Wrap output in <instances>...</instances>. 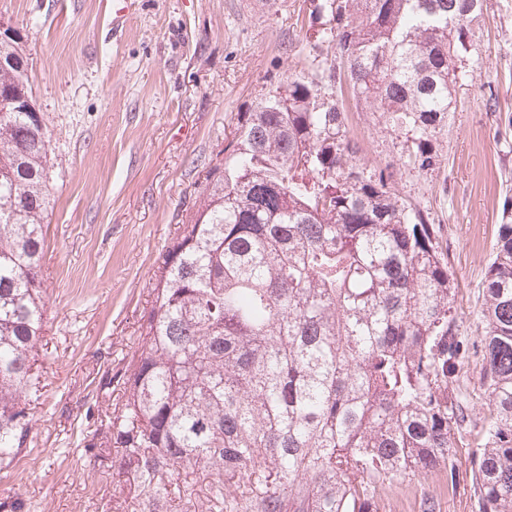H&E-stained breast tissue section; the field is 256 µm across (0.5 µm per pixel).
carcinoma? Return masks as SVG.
<instances>
[{
  "mask_svg": "<svg viewBox=\"0 0 512 512\" xmlns=\"http://www.w3.org/2000/svg\"><path fill=\"white\" fill-rule=\"evenodd\" d=\"M321 72L239 112L183 224L155 260L139 346L86 448L113 449L114 512H379L381 491L440 472L455 482L468 408L458 381L482 353L483 434L471 455L476 512H512V199L484 281V335L459 333L436 230L357 164L348 84L435 165L474 0H317ZM22 38L0 39V462L30 447L32 369L46 289L50 136Z\"/></svg>",
  "mask_w": 512,
  "mask_h": 512,
  "instance_id": "obj_1",
  "label": "carcinoma"
}]
</instances>
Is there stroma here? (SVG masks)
I'll return each instance as SVG.
<instances>
[{
  "mask_svg": "<svg viewBox=\"0 0 512 512\" xmlns=\"http://www.w3.org/2000/svg\"><path fill=\"white\" fill-rule=\"evenodd\" d=\"M481 2L453 110L431 138V169L407 163L410 142L381 113L349 88L335 91L359 166L393 170L397 198L435 224L464 336L484 333L485 273L512 197V0ZM312 9V0H128L116 23L112 0H0V20L21 29L32 60L56 199L44 226L49 304L32 444L0 465V502L16 495L28 512H113L112 470L84 448L118 393L105 380L137 346L154 260L237 113L327 67ZM426 495L440 512H473L468 465L452 484L432 473L386 487L381 512H419Z\"/></svg>",
  "mask_w": 512,
  "mask_h": 512,
  "instance_id": "1",
  "label": "stroma"
}]
</instances>
